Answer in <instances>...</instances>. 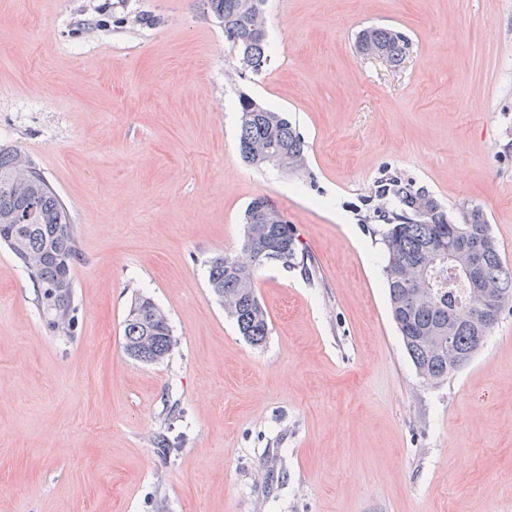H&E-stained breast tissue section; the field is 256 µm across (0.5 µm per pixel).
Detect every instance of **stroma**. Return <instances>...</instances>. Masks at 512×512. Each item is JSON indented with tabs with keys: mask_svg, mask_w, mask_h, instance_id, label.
Instances as JSON below:
<instances>
[{
	"mask_svg": "<svg viewBox=\"0 0 512 512\" xmlns=\"http://www.w3.org/2000/svg\"><path fill=\"white\" fill-rule=\"evenodd\" d=\"M265 10L255 74L204 0H0V146L65 201L81 253L76 332L60 336L0 247V512H512V313L424 382L376 216L390 177L455 223L481 208L512 267V0ZM371 26L408 37L399 66L358 51ZM242 97L288 113L303 174L241 161ZM258 196L315 273L259 271L270 334L254 347L206 262L239 253ZM138 293L169 318L163 363L124 352Z\"/></svg>",
	"mask_w": 512,
	"mask_h": 512,
	"instance_id": "obj_1",
	"label": "stroma"
}]
</instances>
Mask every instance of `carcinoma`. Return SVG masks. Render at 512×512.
Listing matches in <instances>:
<instances>
[{
  "label": "carcinoma",
  "instance_id": "carcinoma-1",
  "mask_svg": "<svg viewBox=\"0 0 512 512\" xmlns=\"http://www.w3.org/2000/svg\"><path fill=\"white\" fill-rule=\"evenodd\" d=\"M210 12L222 20L224 38L248 59L254 72L267 64V31L253 26L242 11V0H206ZM358 49L380 52L399 66L409 52L402 32L367 27L357 36ZM239 153L248 166L268 165L251 146L268 145L293 158L292 169L304 164L306 143L286 113L264 107L251 98L239 103ZM381 196H393L398 208L384 218L383 268L392 318L417 372L426 382L439 383L469 363L484 346L493 328L475 322L465 310L469 288L459 276L442 268L433 273L435 295L410 287L401 267L407 261L427 262L428 251L456 244L458 230L471 227L490 242L485 278L503 297L501 312H512V268L502 258L483 211L466 212L463 224L448 218L438 200L427 191L397 178L378 187ZM0 244L23 264L37 288V303L51 329L63 336L73 333L75 306L73 268L79 260L78 242L66 205L42 175L19 151L0 147ZM288 262L287 269L310 277L315 273L310 255L298 248L293 229L283 213L265 197L253 199L245 211L244 237L238 255L216 254L207 260L212 295L233 319L240 335L251 345L265 344L269 336L266 310L257 297V271ZM453 329V350H448V329ZM176 345L167 316L149 297L131 301L123 325V349L142 364L168 359Z\"/></svg>",
  "mask_w": 512,
  "mask_h": 512
}]
</instances>
